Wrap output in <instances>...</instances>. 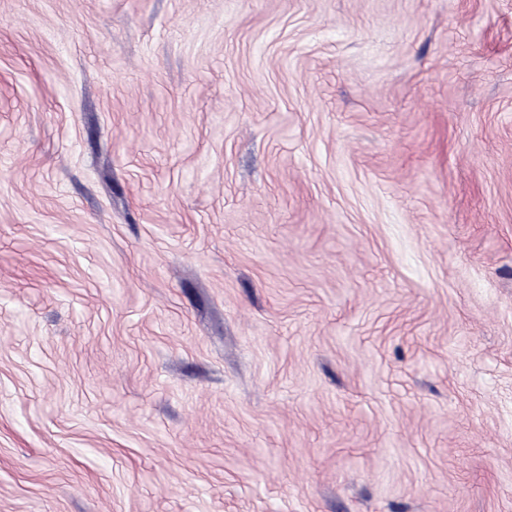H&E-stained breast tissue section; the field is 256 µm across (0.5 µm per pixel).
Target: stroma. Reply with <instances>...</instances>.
Wrapping results in <instances>:
<instances>
[{
  "label": "stroma",
  "mask_w": 512,
  "mask_h": 512,
  "mask_svg": "<svg viewBox=\"0 0 512 512\" xmlns=\"http://www.w3.org/2000/svg\"><path fill=\"white\" fill-rule=\"evenodd\" d=\"M0 512H512V0H0Z\"/></svg>",
  "instance_id": "stroma-1"
}]
</instances>
